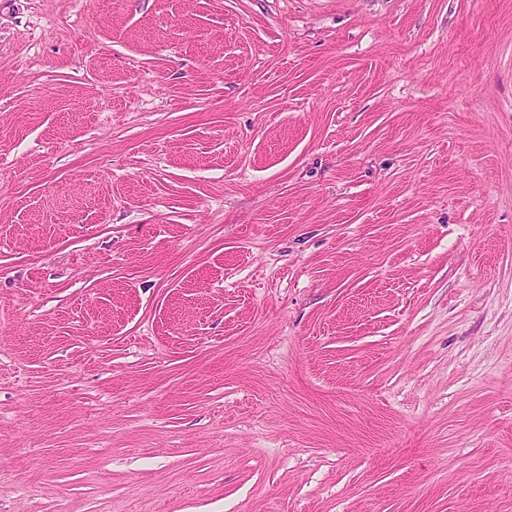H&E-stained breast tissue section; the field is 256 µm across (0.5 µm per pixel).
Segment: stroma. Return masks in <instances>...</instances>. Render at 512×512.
<instances>
[{"label":"stroma","mask_w":512,"mask_h":512,"mask_svg":"<svg viewBox=\"0 0 512 512\" xmlns=\"http://www.w3.org/2000/svg\"><path fill=\"white\" fill-rule=\"evenodd\" d=\"M0 512H512V0H0Z\"/></svg>","instance_id":"1"}]
</instances>
